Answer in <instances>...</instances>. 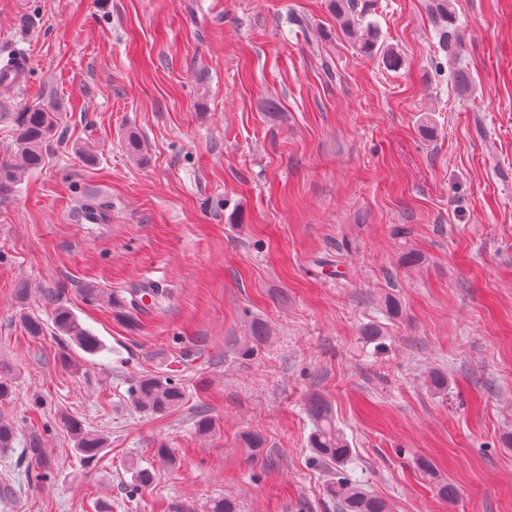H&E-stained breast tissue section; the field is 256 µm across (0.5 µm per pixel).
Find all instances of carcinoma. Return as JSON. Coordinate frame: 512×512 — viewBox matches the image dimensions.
<instances>
[{"label": "carcinoma", "mask_w": 512, "mask_h": 512, "mask_svg": "<svg viewBox=\"0 0 512 512\" xmlns=\"http://www.w3.org/2000/svg\"><path fill=\"white\" fill-rule=\"evenodd\" d=\"M336 20L361 53L371 55L378 52L377 27L367 20L371 14L368 6L357 9V0H332ZM427 10L434 24L439 50L454 55L460 47V35L454 25L452 0H428ZM9 121L14 134L13 144L7 158L0 161V197H7L15 191L25 176L45 162L47 149L53 141L60 113L49 103H36L22 108L18 112L0 114ZM124 147L130 157L141 159L143 142L136 132L127 134ZM81 210L93 221L107 220L112 211V202L98 196H82ZM87 302L97 304L101 301L112 309L119 319H127L131 312L145 313L160 308L167 298V290L157 284L128 288L121 294L107 292L94 284L83 288ZM52 321L58 334L87 354H97L106 346L79 318L66 306L57 304L52 312ZM27 335L37 337L44 334L43 321L30 314L21 319ZM15 389V369L7 362L0 361V405L8 403ZM185 394L181 386L170 377L145 375L140 377L129 391L128 401L131 407L148 415H163L180 406ZM308 412L315 422L311 435V447L315 461L336 469V477L326 486V495L336 503L340 512H389L386 502L365 492L346 473L345 467L350 461L352 450L336 427L331 408L322 399L315 397L308 404ZM60 420L73 438L75 452L80 461L88 464L99 459L107 446L103 434L90 430L85 425L60 413ZM17 427L14 422L0 416V452H7L16 440ZM242 442L249 456H263L264 437L253 431L242 434ZM135 487H147L154 481V473L137 463L130 464ZM424 479L434 485L438 496L451 499L456 496L455 485L444 480L428 464L421 468Z\"/></svg>", "instance_id": "carcinoma-1"}]
</instances>
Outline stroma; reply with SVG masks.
<instances>
[{
	"instance_id": "1",
	"label": "stroma",
	"mask_w": 512,
	"mask_h": 512,
	"mask_svg": "<svg viewBox=\"0 0 512 512\" xmlns=\"http://www.w3.org/2000/svg\"><path fill=\"white\" fill-rule=\"evenodd\" d=\"M426 3L376 0L391 68L354 49L329 0H0V62L25 63L0 104L62 116L45 166L0 199L18 426L0 512H203L222 497L337 512L311 450L314 395L352 449L349 475L390 512H512V0H452L454 58ZM131 131L143 160L124 148ZM87 194L111 200L106 223L79 211ZM91 281L170 299L121 321L85 303ZM55 301L103 352L56 336ZM256 321L268 336L242 355ZM146 373L176 379L183 404L130 409ZM202 410L217 422L206 436ZM63 412L107 436L100 459L80 463ZM244 431L264 436L263 458ZM160 443L179 464L154 456ZM131 461L152 485L134 489Z\"/></svg>"
}]
</instances>
